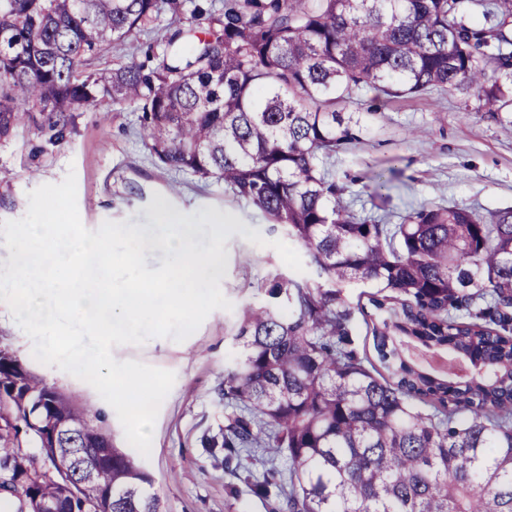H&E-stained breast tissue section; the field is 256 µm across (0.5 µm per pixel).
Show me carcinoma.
<instances>
[{
	"mask_svg": "<svg viewBox=\"0 0 512 512\" xmlns=\"http://www.w3.org/2000/svg\"><path fill=\"white\" fill-rule=\"evenodd\" d=\"M186 0H0V137L39 112H143L163 166L224 181L303 250L316 279L277 273L241 311L224 376L227 458L274 448L285 512H512V209L421 207L400 224L354 211L324 162L360 139L370 88L473 91L512 124V0H224L209 30L168 29L151 68L92 67ZM346 288H359L350 300ZM376 359L350 348L355 322ZM446 350L432 374L406 340ZM98 416L0 356V501L34 512H161L152 479Z\"/></svg>",
	"mask_w": 512,
	"mask_h": 512,
	"instance_id": "1",
	"label": "carcinoma"
}]
</instances>
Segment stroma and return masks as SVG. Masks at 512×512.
<instances>
[{
    "label": "stroma",
    "mask_w": 512,
    "mask_h": 512,
    "mask_svg": "<svg viewBox=\"0 0 512 512\" xmlns=\"http://www.w3.org/2000/svg\"><path fill=\"white\" fill-rule=\"evenodd\" d=\"M197 4L218 12L223 0H187V12L177 18L162 12L150 31L103 53L98 67L148 63L159 35L191 23L190 9ZM477 105L473 95L459 90L389 98L371 89L346 104V111L375 115L360 141L330 166L346 186L352 208L372 211L388 224L400 223L422 206L460 204L481 215L512 208V129ZM19 110L24 120L0 138V222L22 218L29 191L61 182L70 171L76 176L80 219L93 231L103 222L121 221L156 238L161 234L156 218L165 210L188 217L194 243L207 247L212 226L204 218L215 216L234 227L223 244L220 278L233 308L211 312L181 342L153 338L113 347L117 361L135 360L175 374L146 457L126 441L114 409L93 387L34 359V343L17 323L0 322V346L99 414L115 445L133 455L152 479L163 512H279L281 498L258 496L252 485L270 468H283L275 449L257 448L230 459L224 449L205 446L204 439L224 430V371L235 360L233 336L242 308L267 301L274 273L311 278L301 249L250 201L234 196L223 180L159 165L140 134L141 113L135 106L111 104L103 112L76 113L72 130L55 145L38 135L26 116L27 105ZM391 168L396 174L388 198L373 197L370 176Z\"/></svg>",
    "instance_id": "35a3bbf8"
}]
</instances>
